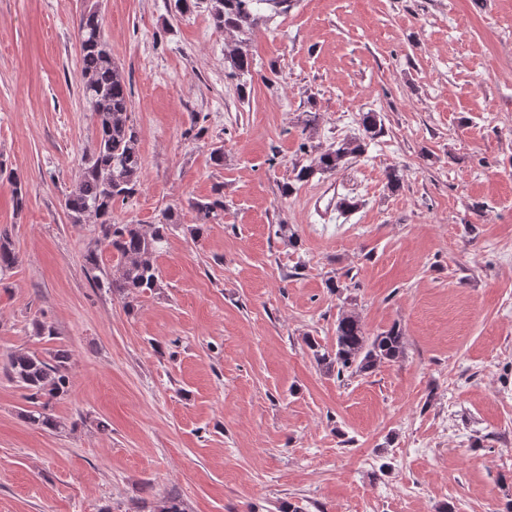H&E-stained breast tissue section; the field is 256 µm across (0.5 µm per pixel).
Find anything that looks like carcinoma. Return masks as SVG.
Here are the masks:
<instances>
[{"instance_id":"obj_1","label":"carcinoma","mask_w":512,"mask_h":512,"mask_svg":"<svg viewBox=\"0 0 512 512\" xmlns=\"http://www.w3.org/2000/svg\"><path fill=\"white\" fill-rule=\"evenodd\" d=\"M260 4L286 12L290 0H175L174 6L182 15L202 7L208 12L213 27L224 31L257 25ZM79 32L84 76L82 98L92 112L99 135L96 143L80 158L74 183L64 198V208L74 224L94 220L99 229L97 242L112 248L121 258L115 273L107 279L108 287L134 298L161 288L156 257L167 244L178 218L169 207L150 232L139 224L112 223L115 201H126L141 186L143 160L139 139L130 123L131 90L104 38L101 16L92 11L82 13ZM228 62L234 76L249 72L252 65L249 54L239 50L229 53ZM362 127V135L337 141L318 152L306 165H293L292 177L281 185L282 195H292L299 185L318 174H334L344 169L350 159L366 152L368 142L383 133L384 121L378 113L367 112L362 117ZM7 181L12 187L16 210L20 212L26 205L25 184L14 171L8 173ZM190 206L197 218L190 233L198 236L202 226L217 219L224 210V201L220 196L195 199ZM16 262L11 239L0 234V274L10 270ZM306 345L313 351L320 370L328 375L334 373L338 378L368 373L380 363H397L405 353L403 336L397 326L369 338L360 317L352 311L338 314L335 342L331 347L323 349L311 338L306 339ZM70 359L64 349L56 350L48 358L29 351H15L8 356L5 365L8 376L28 392L26 399L31 408L22 413L28 424L45 431L60 428V422L49 413V407L69 391Z\"/></svg>"}]
</instances>
